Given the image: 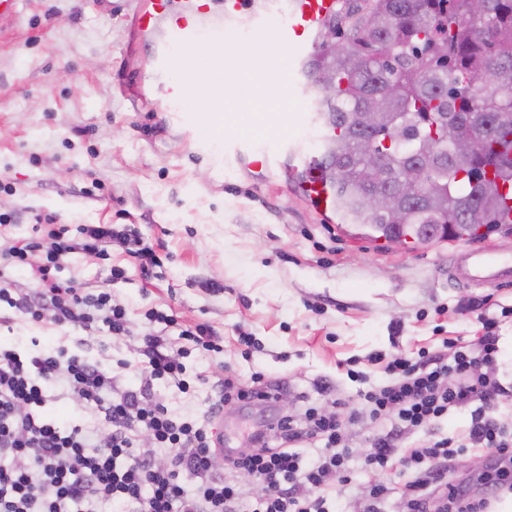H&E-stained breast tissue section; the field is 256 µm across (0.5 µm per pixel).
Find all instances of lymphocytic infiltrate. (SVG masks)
<instances>
[{
  "mask_svg": "<svg viewBox=\"0 0 512 512\" xmlns=\"http://www.w3.org/2000/svg\"><path fill=\"white\" fill-rule=\"evenodd\" d=\"M44 222L46 239L0 247V304L38 325L72 326L89 337L125 335L126 307L110 294H86L60 279L62 259L77 250L105 259L117 244L146 275L159 264L154 250L115 224L79 226L73 239L54 217ZM14 271L28 272L35 287H13ZM484 326L478 349L448 339L442 353L397 355L385 378L359 394L363 416L384 429L364 465L372 472L400 465L408 476L401 489L405 512H494L500 496L512 493V427L494 414L506 394L497 377L499 348L493 321ZM142 342L148 362L135 391L117 389L101 361L65 349L23 354L0 346V512H238L237 484L214 471L218 448L209 426L226 403L263 398V375L254 373L248 388L224 377L201 419L178 418L157 402L153 384L163 380L188 390L184 352L168 347L156 330ZM59 387L97 416L98 425L63 424L39 414ZM466 407L471 422L463 440L446 436L406 446L413 434ZM143 433L149 436L144 444ZM251 440L252 453L224 460L226 469L256 481L255 512H335L329 490L351 483L347 433L335 413L310 407L281 417L272 433L258 432ZM314 444L318 453L307 457ZM472 448L488 458L475 481L492 493L481 498L440 481Z\"/></svg>",
  "mask_w": 512,
  "mask_h": 512,
  "instance_id": "1",
  "label": "lymphocytic infiltrate"
}]
</instances>
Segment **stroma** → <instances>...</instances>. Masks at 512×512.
I'll return each instance as SVG.
<instances>
[{
  "label": "stroma",
  "instance_id": "stroma-1",
  "mask_svg": "<svg viewBox=\"0 0 512 512\" xmlns=\"http://www.w3.org/2000/svg\"><path fill=\"white\" fill-rule=\"evenodd\" d=\"M140 0H17L0 12V227L9 245L33 234L37 217L57 223L132 224L152 244L161 265L141 277L118 245L109 259L69 254L60 273L97 293H111L127 308V335L101 336L88 351L111 366L122 387L138 389L145 358L141 336L151 309L174 313L179 323H206L222 336V351H192L189 392L156 382L158 401L177 414L202 415L214 385L236 374L250 385L262 373L280 385L276 400L229 403L213 425L225 451L253 450V432L286 413L331 409L334 397L356 401L377 384L384 360L460 338L477 346L482 323L496 321L505 360L498 376L512 385V286L466 287L449 274L467 249L464 241H436L408 249L339 224L303 191L307 170L282 159L270 174L254 171L245 156L225 152L223 170L188 146L164 119L151 82L146 48L133 47L130 23ZM319 86L296 80L288 105L260 111L250 99L234 103L223 138L262 141L284 128L289 144L316 147L300 121ZM126 276L112 279L111 267ZM484 300L471 310L473 300ZM255 345L241 354L239 332ZM78 333L43 329L18 318L0 330L15 338L77 351ZM362 371L352 378L348 368ZM373 435L368 422L351 429L352 482L341 498L346 512H361L375 479L401 485L405 476H375L363 464Z\"/></svg>",
  "mask_w": 512,
  "mask_h": 512
}]
</instances>
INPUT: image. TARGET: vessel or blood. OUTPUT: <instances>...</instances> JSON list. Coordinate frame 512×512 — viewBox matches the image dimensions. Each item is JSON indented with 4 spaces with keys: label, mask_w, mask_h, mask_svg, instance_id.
<instances>
[{
    "label": "vessel or blood",
    "mask_w": 512,
    "mask_h": 512,
    "mask_svg": "<svg viewBox=\"0 0 512 512\" xmlns=\"http://www.w3.org/2000/svg\"><path fill=\"white\" fill-rule=\"evenodd\" d=\"M339 0H144L133 19L137 38L150 41L151 65L162 97V108L170 124L187 137L192 148L210 152L213 134L201 125L195 112L186 105L190 84L188 76L177 73L176 51L198 59L214 92L215 105H222L225 86H233L238 97H250L249 88L234 85L230 58L224 54L225 40L239 29H250L257 47L271 52L289 49L288 66L256 76L254 83L284 93L288 81L297 77L296 66L306 60L320 38L325 21L333 16ZM264 147L241 138L232 143L233 151L245 154L249 165L258 172L273 169L288 134L275 130ZM311 200L332 208L333 197L320 174H313L305 187ZM463 280L485 285L512 284V257L486 245L467 253Z\"/></svg>",
    "instance_id": "b4317fda"
}]
</instances>
